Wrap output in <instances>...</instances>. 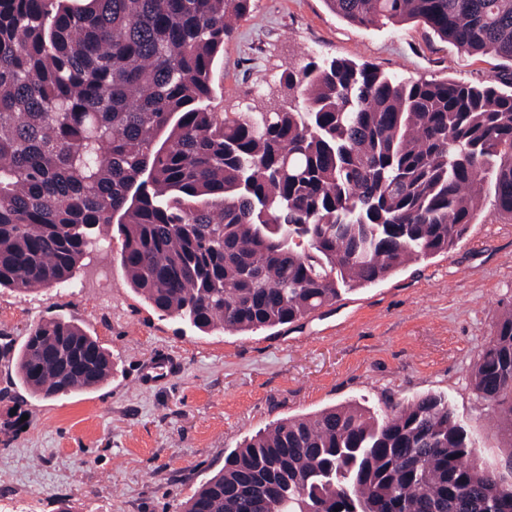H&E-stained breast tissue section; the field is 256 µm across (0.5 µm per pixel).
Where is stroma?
<instances>
[{
    "label": "stroma",
    "instance_id": "obj_1",
    "mask_svg": "<svg viewBox=\"0 0 512 512\" xmlns=\"http://www.w3.org/2000/svg\"><path fill=\"white\" fill-rule=\"evenodd\" d=\"M366 62L410 79L476 83L505 74L421 23L351 24L325 0H253L213 65L211 107L288 104L286 73L307 62ZM120 242L83 261L73 287L0 291V512H182L224 453L276 420L357 404L377 412L436 393L467 425L478 462L507 474L512 438L471 385V368L512 301V221L485 192L464 240L290 325L203 335L160 316L128 284ZM112 271L110 291L93 287ZM88 328L117 372L91 393L46 399L17 383L8 355L55 315ZM166 351L172 377L144 388L141 367Z\"/></svg>",
    "mask_w": 512,
    "mask_h": 512
}]
</instances>
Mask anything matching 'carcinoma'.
<instances>
[{
    "instance_id": "obj_1",
    "label": "carcinoma",
    "mask_w": 512,
    "mask_h": 512,
    "mask_svg": "<svg viewBox=\"0 0 512 512\" xmlns=\"http://www.w3.org/2000/svg\"><path fill=\"white\" fill-rule=\"evenodd\" d=\"M253 0H0V289L61 287L114 226L128 282L198 331L299 321L465 238L489 183L512 219V92L314 61L277 112L209 108ZM419 22L512 64V0H327ZM44 398L98 388L112 353L65 316L15 357ZM512 437V304L471 369ZM512 512L448 398L281 420L231 449L185 512Z\"/></svg>"
}]
</instances>
